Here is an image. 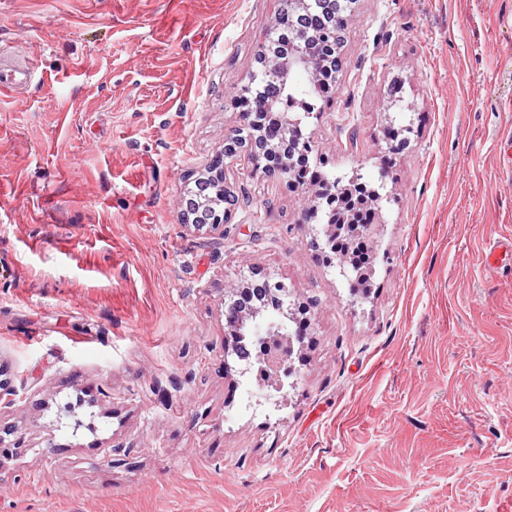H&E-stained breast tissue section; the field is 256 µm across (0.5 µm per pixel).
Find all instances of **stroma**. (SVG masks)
I'll return each mask as SVG.
<instances>
[{"label":"stroma","instance_id":"obj_1","mask_svg":"<svg viewBox=\"0 0 512 512\" xmlns=\"http://www.w3.org/2000/svg\"><path fill=\"white\" fill-rule=\"evenodd\" d=\"M280 8L0 0L34 67L0 96V512H512V0H353L301 129L381 195L360 287L247 155L227 231L182 225ZM255 274L311 315L275 405L227 368Z\"/></svg>","mask_w":512,"mask_h":512}]
</instances>
